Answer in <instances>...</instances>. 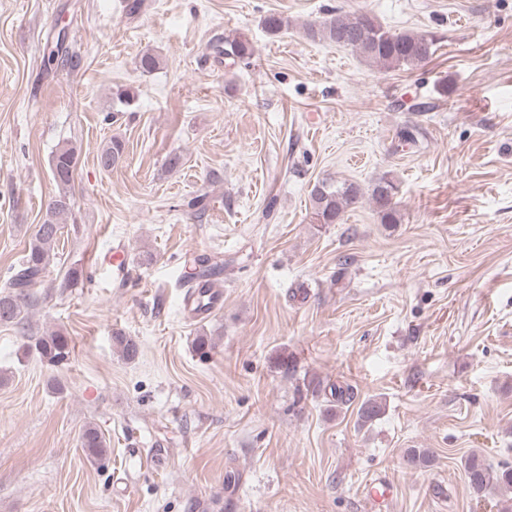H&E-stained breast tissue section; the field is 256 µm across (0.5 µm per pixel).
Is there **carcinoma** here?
Masks as SVG:
<instances>
[{
	"mask_svg": "<svg viewBox=\"0 0 512 512\" xmlns=\"http://www.w3.org/2000/svg\"><path fill=\"white\" fill-rule=\"evenodd\" d=\"M305 33L314 40H325L348 48L369 63L385 69L418 66L429 58L433 47V41L427 35L392 32L367 14L334 13L317 24L306 26ZM214 53L244 59L253 55V46L239 37L230 42L228 50L220 44L215 46ZM124 155L125 144L121 139L113 137L97 155L98 164L104 170H111L122 163ZM77 162L78 153L69 146L59 148L52 157L51 173L59 193L48 206L43 222L29 240L19 269L0 292V324L21 328L25 326L35 298L34 288L42 284L53 260L52 251L60 234L62 216L70 211L68 189L73 182ZM396 194L397 186L387 176L379 178L371 189L369 200L384 224H393L398 220ZM310 197L313 222L335 224L346 210L362 201L364 194L353 183L324 178L314 184ZM113 342L117 352L127 360L138 354L137 341L121 331L114 333ZM27 348L52 367L65 364L71 353L70 339L60 330L29 337ZM383 411V402L375 398L362 402L358 409L359 418L364 423L378 418ZM80 444L86 459L92 464L108 456L106 437L95 423L85 426ZM405 462L411 468L424 467L430 463L429 451L425 448H412ZM464 473L469 489L477 498L489 491L501 494L512 492V468H495L476 452L465 459Z\"/></svg>",
	"mask_w": 512,
	"mask_h": 512,
	"instance_id": "cac0c4a2",
	"label": "carcinoma"
}]
</instances>
